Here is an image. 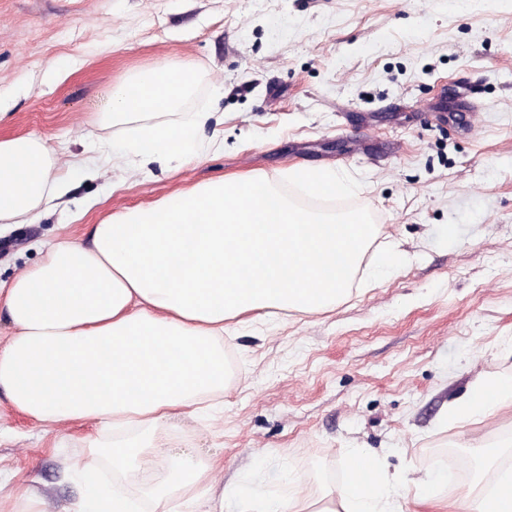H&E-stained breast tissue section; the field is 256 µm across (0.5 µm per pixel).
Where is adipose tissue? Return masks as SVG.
Returning a JSON list of instances; mask_svg holds the SVG:
<instances>
[{"label":"adipose tissue","instance_id":"ef3b65f1","mask_svg":"<svg viewBox=\"0 0 512 512\" xmlns=\"http://www.w3.org/2000/svg\"><path fill=\"white\" fill-rule=\"evenodd\" d=\"M194 91L192 75L160 67L139 70L113 85L103 121L126 124L151 113L179 111ZM210 113L180 124H152L105 154L131 157L141 167L179 165L198 154V132ZM67 184L55 173L37 136L0 139V225L30 224ZM372 228L354 222H315L283 199L265 179L217 181L150 207L124 211L94 225L90 244H54L43 258L0 287V309L15 329L0 345V390L13 406L49 423L96 425L89 443L117 472L153 476L139 498L87 482L70 512H224L206 494L213 464L194 455L163 456L170 422L224 390V324L268 308L302 312L334 304L349 290ZM512 406V383L484 379L452 415L484 419ZM512 445L490 449L484 490L444 503L448 476L416 480L422 501L449 512H512L499 488L512 485V467L499 458ZM373 483L348 481L313 504L298 493L267 500L247 488L229 491L236 512H400L402 478L355 453Z\"/></svg>","mask_w":512,"mask_h":512}]
</instances>
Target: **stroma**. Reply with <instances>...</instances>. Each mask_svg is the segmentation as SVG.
Wrapping results in <instances>:
<instances>
[{
  "mask_svg": "<svg viewBox=\"0 0 512 512\" xmlns=\"http://www.w3.org/2000/svg\"><path fill=\"white\" fill-rule=\"evenodd\" d=\"M158 66L197 85L155 122L213 115L198 157L75 172L129 134L101 123L111 87ZM29 134L69 192L0 232L4 284L40 260L35 242L89 241L109 215L225 178L263 175L304 214L375 225L349 296L225 333L224 395L177 417L190 436L169 449L219 461L212 497L316 500L356 450L415 479L446 469L449 448L512 439V408L448 419L480 380L512 381V0H0V139ZM296 165L352 190L304 193ZM94 431L0 394V479L70 512L83 487L65 472Z\"/></svg>",
  "mask_w": 512,
  "mask_h": 512,
  "instance_id": "1",
  "label": "stroma"
}]
</instances>
